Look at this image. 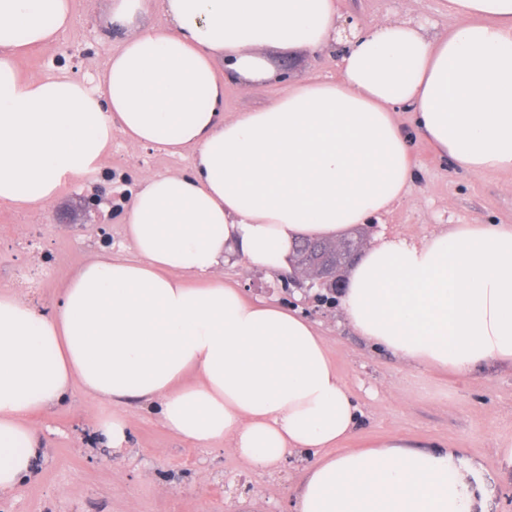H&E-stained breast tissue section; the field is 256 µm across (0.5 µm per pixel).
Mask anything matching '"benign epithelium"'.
<instances>
[{
    "mask_svg": "<svg viewBox=\"0 0 512 512\" xmlns=\"http://www.w3.org/2000/svg\"><path fill=\"white\" fill-rule=\"evenodd\" d=\"M365 245V239L359 236L354 240L326 241L306 252H293L289 258L291 273L282 281L281 288L306 285L340 295L345 284L344 272L361 255Z\"/></svg>",
    "mask_w": 512,
    "mask_h": 512,
    "instance_id": "1",
    "label": "benign epithelium"
}]
</instances>
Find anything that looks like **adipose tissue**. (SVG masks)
I'll return each mask as SVG.
<instances>
[{
	"mask_svg": "<svg viewBox=\"0 0 512 512\" xmlns=\"http://www.w3.org/2000/svg\"><path fill=\"white\" fill-rule=\"evenodd\" d=\"M161 3L168 26L142 28L146 0H110L120 44L89 83L16 65L72 27V0H0V205L48 211L118 135L192 154L191 173L144 176L132 195L134 259L95 254L49 311L0 290V495L44 454L33 415L78 385L138 400L175 436L257 469L316 449L291 512H476L477 470L456 449L398 434L347 447L358 406L325 339L289 309L246 301L222 269L230 252L287 267L301 239L336 241L388 213L411 192L414 137L468 174L512 171V0H447L442 34L383 19L348 35L336 0ZM334 43L338 78L225 115L226 85L253 92L273 77L266 50ZM341 301L355 332L413 369L512 365V225L379 237Z\"/></svg>",
	"mask_w": 512,
	"mask_h": 512,
	"instance_id": "adipose-tissue-1",
	"label": "adipose tissue"
}]
</instances>
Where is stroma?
Segmentation results:
<instances>
[{"label":"stroma","instance_id":"obj_1","mask_svg":"<svg viewBox=\"0 0 512 512\" xmlns=\"http://www.w3.org/2000/svg\"><path fill=\"white\" fill-rule=\"evenodd\" d=\"M339 9L361 28L384 18H419L438 32L454 23L443 0H339ZM106 12L107 0H73V26L54 48L19 58L22 76L57 69L80 79L94 75L119 46L118 34L106 29ZM342 55L335 44L294 55L268 51L273 80L259 92L226 86L225 115L268 103L298 80L337 78ZM412 153L416 176L410 196L372 220L369 237L417 238L448 223L512 224V171L467 174L419 137ZM189 168V157L118 136L105 172L64 188L50 211L0 206V288L22 289L34 305L52 307L70 275L99 249L103 229L112 236L113 257H132L121 218L140 176ZM100 188L105 198L98 212L86 210L84 196ZM280 278V272L249 266L237 256L224 264L225 282L238 285L244 298L296 307L325 337L359 406L348 447L398 433L423 447L462 449L470 462L486 468L484 512H512V469L497 463L502 445L512 443V367L481 364L462 378L417 371L358 336L340 308L317 306L312 294L300 290L286 291ZM115 410L131 423L128 448L120 455L93 440L98 422ZM34 421L46 454L29 479L0 497V512H229L244 495L254 498V512H288L313 462L301 452L275 472L255 471L224 447L196 448L172 436L136 400H97L78 386L67 401Z\"/></svg>","mask_w":512,"mask_h":512}]
</instances>
